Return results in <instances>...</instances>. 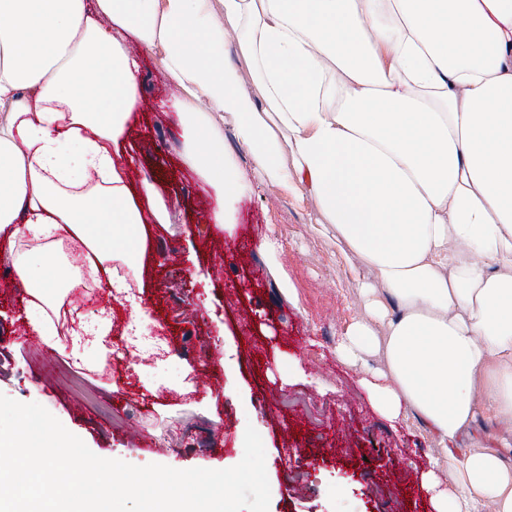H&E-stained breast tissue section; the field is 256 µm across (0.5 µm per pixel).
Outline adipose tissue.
<instances>
[{
	"label": "adipose tissue",
	"instance_id": "ef3b65f1",
	"mask_svg": "<svg viewBox=\"0 0 512 512\" xmlns=\"http://www.w3.org/2000/svg\"><path fill=\"white\" fill-rule=\"evenodd\" d=\"M145 56L213 223L233 231L257 177L314 199L375 273L336 357L380 354L359 381L371 407L435 436L434 512H512V433H473L485 412L512 422V0H0V257L43 339L83 273L134 301L115 266L140 276L147 225L168 220L153 183L126 179ZM224 114L251 167L225 151Z\"/></svg>",
	"mask_w": 512,
	"mask_h": 512
}]
</instances>
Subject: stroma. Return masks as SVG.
<instances>
[{"label": "stroma", "mask_w": 512, "mask_h": 512, "mask_svg": "<svg viewBox=\"0 0 512 512\" xmlns=\"http://www.w3.org/2000/svg\"><path fill=\"white\" fill-rule=\"evenodd\" d=\"M144 100L131 120L132 182L153 179L170 219L151 225L141 298L167 350L161 367L101 371L61 354L68 343L18 340L28 326L26 291L0 288V393L36 402L97 456L133 465L225 469L259 433L270 486L268 512H433L420 472L448 458L417 420L400 430L371 408L358 369L341 364L336 340L365 315L358 284L333 236L316 226L312 198L256 185L238 204L234 234L210 221L211 200L181 162V127L168 107L172 85L142 62ZM279 237L277 266L258 252ZM288 277L290 288L279 285ZM148 445L130 444L131 432Z\"/></svg>", "instance_id": "stroma-1"}]
</instances>
